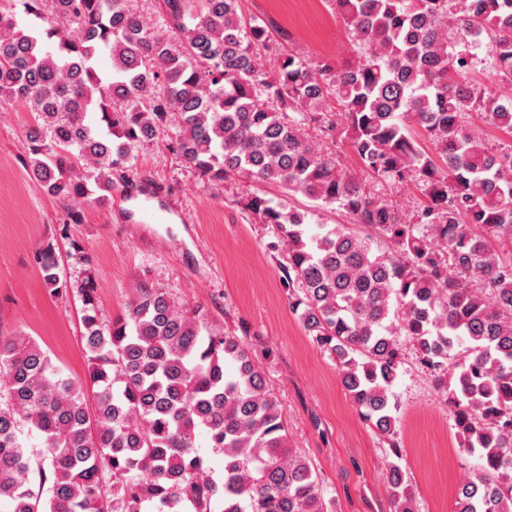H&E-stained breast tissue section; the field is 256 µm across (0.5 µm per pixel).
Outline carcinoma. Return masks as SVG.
<instances>
[{"label":"carcinoma","mask_w":512,"mask_h":512,"mask_svg":"<svg viewBox=\"0 0 512 512\" xmlns=\"http://www.w3.org/2000/svg\"><path fill=\"white\" fill-rule=\"evenodd\" d=\"M333 4L354 45L339 68L293 53L268 64V29L238 0H162L160 25L137 0H0V97L32 113L26 167L52 197L103 203L89 183L112 190L114 172L174 123L176 152L206 179L273 182L350 214L352 225H312L309 209L247 203L276 228L290 306L372 429L393 433L406 336L478 460L454 512H512V259L492 243L512 242V151H490L469 123L483 112L512 135V98L467 79L483 46L512 87V0ZM330 98L339 121L324 116ZM312 123L338 132L373 179L421 182L425 204L405 213L367 192ZM37 261L48 292L67 295L54 248ZM78 292L84 377L29 336H0V512H333L241 340L154 288L108 324L92 277ZM387 481L393 512H416L400 465Z\"/></svg>","instance_id":"obj_1"}]
</instances>
